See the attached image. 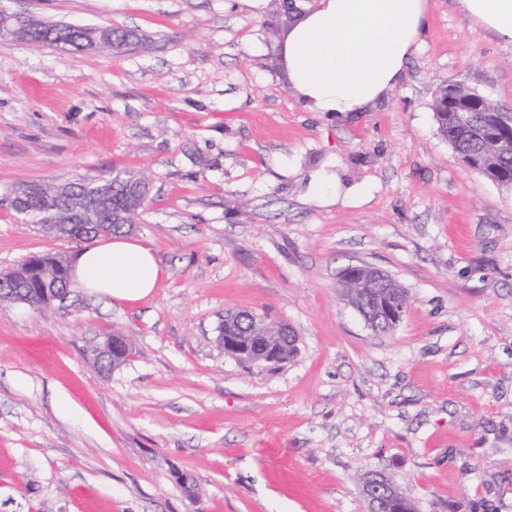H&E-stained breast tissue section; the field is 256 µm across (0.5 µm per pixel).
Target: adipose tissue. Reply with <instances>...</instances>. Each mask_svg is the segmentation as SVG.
Returning <instances> with one entry per match:
<instances>
[{"mask_svg": "<svg viewBox=\"0 0 512 512\" xmlns=\"http://www.w3.org/2000/svg\"><path fill=\"white\" fill-rule=\"evenodd\" d=\"M474 26L512 44V0H457ZM430 0H314L282 30L288 82L312 112H363L402 82L428 27ZM166 270L154 249L112 236L80 252L72 278L114 301L148 296Z\"/></svg>", "mask_w": 512, "mask_h": 512, "instance_id": "1", "label": "adipose tissue"}]
</instances>
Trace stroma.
Instances as JSON below:
<instances>
[{"label":"stroma","instance_id":"obj_1","mask_svg":"<svg viewBox=\"0 0 512 512\" xmlns=\"http://www.w3.org/2000/svg\"><path fill=\"white\" fill-rule=\"evenodd\" d=\"M21 8L137 39L121 54L0 39V197L140 173L132 236L166 275L135 302L79 287L59 309L0 302V512H366L372 470L417 512H512V189L468 169L432 110L448 79L512 107V45L431 0L401 85L337 114L294 97L278 0ZM325 173L354 201L320 203ZM88 246L0 205V269ZM361 263L409 296L389 334L339 290ZM228 310L287 325L297 353L225 354ZM112 333L132 354L104 374L90 347Z\"/></svg>","mask_w":512,"mask_h":512}]
</instances>
